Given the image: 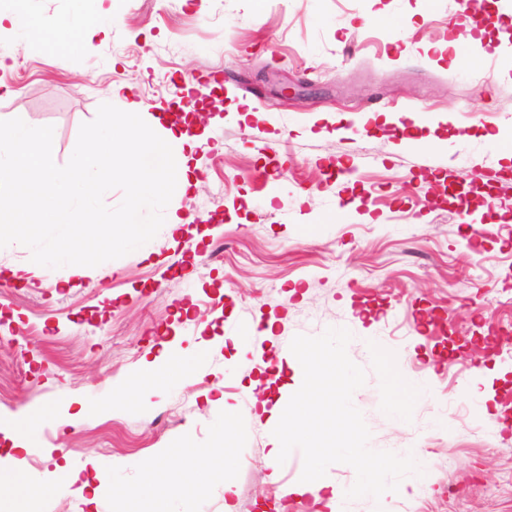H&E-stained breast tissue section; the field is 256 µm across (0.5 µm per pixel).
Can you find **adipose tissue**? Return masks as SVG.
I'll use <instances>...</instances> for the list:
<instances>
[{"label":"adipose tissue","instance_id":"ef3b65f1","mask_svg":"<svg viewBox=\"0 0 512 512\" xmlns=\"http://www.w3.org/2000/svg\"><path fill=\"white\" fill-rule=\"evenodd\" d=\"M41 47L53 43L56 26L48 21L33 25L26 10L0 13V29ZM46 129L24 123L0 131V216L28 217L26 201L34 197L45 206L38 238L46 257L70 262L73 274H81L76 255L66 246L73 226L84 223L98 198L112 186L114 171H124L131 184L130 204L122 219L127 224L146 223L164 196L162 175L174 150L189 151L192 137L165 128L160 120L143 125L134 113L118 115L104 110L94 147L77 145L68 169L57 172L43 164L36 179H28L24 153L30 148L47 149Z\"/></svg>","mask_w":512,"mask_h":512}]
</instances>
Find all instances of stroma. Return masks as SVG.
Masks as SVG:
<instances>
[{
  "label": "stroma",
  "instance_id": "1",
  "mask_svg": "<svg viewBox=\"0 0 512 512\" xmlns=\"http://www.w3.org/2000/svg\"><path fill=\"white\" fill-rule=\"evenodd\" d=\"M498 7L481 33L450 25L458 0H103L113 23L84 53L65 33L40 52L0 32V123L48 129L60 172L104 101L188 109L187 77L224 79L203 100L195 182L172 164L147 237L119 221V171L95 228L73 231L83 275L43 263L33 224L0 230V272L38 269L0 288V420L46 412L25 450L0 432L21 477L8 512H224L228 485L236 512H328L296 491L301 451L270 454L302 381L258 372L330 327L366 372L353 403L370 448L415 449L424 469L339 512H512V349L485 328L512 320V0ZM406 100L425 107L409 127L392 110ZM374 344L430 386L405 418ZM172 350L196 371L156 379ZM62 451L108 469L95 501L55 480Z\"/></svg>",
  "mask_w": 512,
  "mask_h": 512
}]
</instances>
